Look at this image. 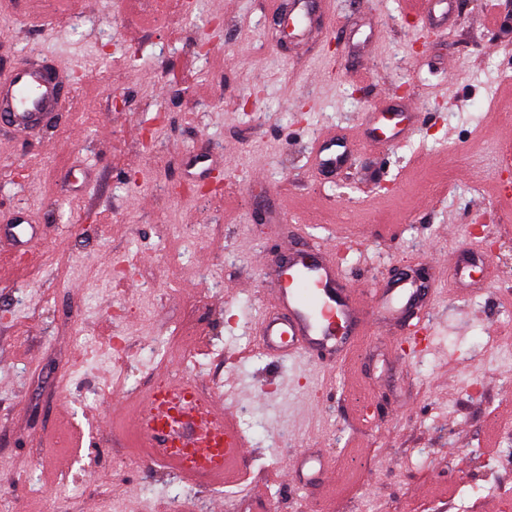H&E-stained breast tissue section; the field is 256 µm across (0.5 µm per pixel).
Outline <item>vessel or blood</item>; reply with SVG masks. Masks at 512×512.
I'll return each instance as SVG.
<instances>
[{
	"instance_id": "b4317fda",
	"label": "vessel or blood",
	"mask_w": 512,
	"mask_h": 512,
	"mask_svg": "<svg viewBox=\"0 0 512 512\" xmlns=\"http://www.w3.org/2000/svg\"><path fill=\"white\" fill-rule=\"evenodd\" d=\"M410 11L445 24L450 0H408ZM289 12L302 31L323 22L321 0H273L272 13ZM72 80L45 55L30 57L0 74V123L27 137L43 130L56 116ZM348 139L327 134L311 152L313 165L327 177L343 171L350 159ZM24 212L0 225V242L17 257L34 253ZM385 305L397 317L412 321L428 293L426 283L398 277L383 290ZM271 304L259 317L262 350L278 362L305 355L341 365L353 361L367 331L366 289L346 283L335 259L312 248H289L274 268ZM196 383L179 381L165 390L147 392L138 401L129 425L135 444L152 465L205 485L221 483L235 473L248 443L234 417L217 396L200 401ZM291 477L303 483L333 482L335 469L324 454H300Z\"/></svg>"
}]
</instances>
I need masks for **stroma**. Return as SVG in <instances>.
<instances>
[{"label": "stroma", "mask_w": 512, "mask_h": 512, "mask_svg": "<svg viewBox=\"0 0 512 512\" xmlns=\"http://www.w3.org/2000/svg\"><path fill=\"white\" fill-rule=\"evenodd\" d=\"M325 3L330 35L289 49L271 0H0V57L42 52L75 80L42 138L0 134V225L22 206L43 227L36 261L0 267V512H512V0H456L439 35L402 0ZM380 111L410 135L366 140ZM325 133L353 144L333 181L310 164ZM195 150L220 191L187 179ZM479 224L494 252L450 290ZM348 233L350 283L428 268L426 343L390 320L344 373L275 363L256 334L267 263ZM188 370L251 446L215 488L102 423ZM306 451L335 484L286 483Z\"/></svg>", "instance_id": "obj_1"}]
</instances>
